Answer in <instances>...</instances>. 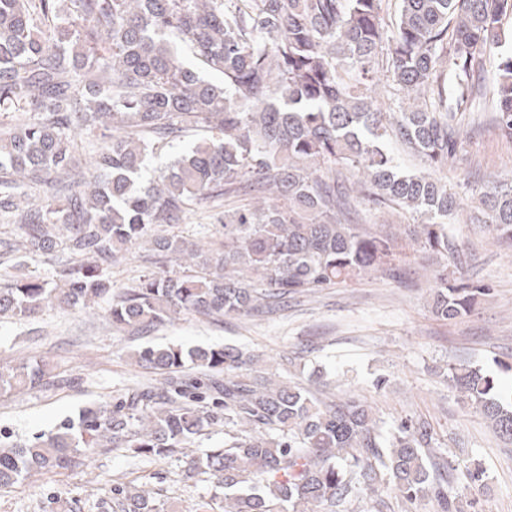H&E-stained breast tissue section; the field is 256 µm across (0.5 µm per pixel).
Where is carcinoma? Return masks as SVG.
Segmentation results:
<instances>
[{
	"mask_svg": "<svg viewBox=\"0 0 512 512\" xmlns=\"http://www.w3.org/2000/svg\"><path fill=\"white\" fill-rule=\"evenodd\" d=\"M0 0V218L20 225L25 254L0 239V265L71 253L59 279L0 286V317L43 306L109 303L112 325L146 336L182 312L221 321L288 298L397 271L403 243L376 224H354L355 201L413 218L404 238L448 258L456 194L436 173L462 149L485 57L501 41L512 0ZM188 49L213 82L189 65ZM391 104L376 105L382 77ZM492 126L512 140V54L501 56ZM97 141L83 170L73 134ZM196 140L158 178L157 151ZM399 144L424 164L400 171ZM237 192L224 243L203 249L157 236L193 206ZM467 220L512 239V177L472 192ZM186 255L183 274L143 276L112 293V263L136 244ZM433 315L470 314L489 288L439 264L429 279ZM140 367L169 375L191 363L205 381L170 380L85 410L45 440L0 439V487L69 468L80 448L110 443L174 456L219 415L236 434L189 470L224 488V512H337L361 491L387 488L440 512L475 501L449 495L455 460L433 448L430 424L407 418L383 431L354 395L327 404L308 389L254 374L231 346H147ZM44 360L0 365V397L41 388ZM448 384L512 442V389L482 368H448ZM112 512H161L145 490L115 487Z\"/></svg>",
	"mask_w": 512,
	"mask_h": 512,
	"instance_id": "cac0c4a2",
	"label": "carcinoma"
}]
</instances>
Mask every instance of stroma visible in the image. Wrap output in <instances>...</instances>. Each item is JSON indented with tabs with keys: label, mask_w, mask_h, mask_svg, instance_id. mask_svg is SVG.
I'll use <instances>...</instances> for the list:
<instances>
[{
	"label": "stroma",
	"mask_w": 512,
	"mask_h": 512,
	"mask_svg": "<svg viewBox=\"0 0 512 512\" xmlns=\"http://www.w3.org/2000/svg\"><path fill=\"white\" fill-rule=\"evenodd\" d=\"M450 189L469 201L470 186L512 176V144L489 125L467 130L456 164L441 171ZM223 204L193 208L171 234L193 242L224 234ZM456 246L449 265L463 277L491 287L468 316L445 321L428 305L425 269L436 258L406 246L396 278L368 277L312 295L289 298L264 313L213 322L190 313L147 336L113 330L107 303L87 309L49 305L31 319H0V362L41 358L62 382L0 398V432L30 443L77 420L89 407L110 404L134 388L160 389L161 375L136 365L144 346H236L257 368L318 390L328 401L354 392L377 411L386 427L422 418L440 453L461 464H481L486 487L475 495L476 512H512V445L495 436L481 415L448 385L450 365L468 361L493 374L512 364V241L482 224L452 226ZM149 245H134L113 263L112 285L123 288L159 270ZM223 422L206 427L186 456H141L127 448L80 450L70 469L38 474L0 488V512H112V490H149L161 506L196 512L223 496L207 474H188L189 458L224 445Z\"/></svg>",
	"instance_id": "obj_1"
}]
</instances>
